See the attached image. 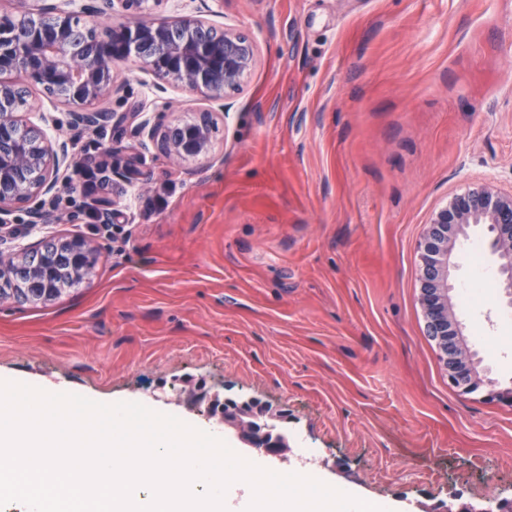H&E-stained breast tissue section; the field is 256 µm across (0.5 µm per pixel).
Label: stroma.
<instances>
[{
  "mask_svg": "<svg viewBox=\"0 0 512 512\" xmlns=\"http://www.w3.org/2000/svg\"><path fill=\"white\" fill-rule=\"evenodd\" d=\"M154 21L197 16L252 40L257 64L227 100L216 161L190 170L144 148L158 113L212 110L132 63L104 104L120 119L74 129L30 90L28 123L67 135L96 173L0 252L82 238L92 281L44 305L0 304V380L100 403L136 401L196 428L177 403L203 385L288 411L280 472L385 512L512 497V403L448 382L418 302V241L451 197L512 188V0H145ZM119 145L133 172H98ZM475 228L453 274L457 317L482 374L512 390V305Z\"/></svg>",
  "mask_w": 512,
  "mask_h": 512,
  "instance_id": "obj_1",
  "label": "stroma"
}]
</instances>
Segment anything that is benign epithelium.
Returning a JSON list of instances; mask_svg holds the SVG:
<instances>
[{
	"label": "benign epithelium",
	"instance_id": "obj_1",
	"mask_svg": "<svg viewBox=\"0 0 512 512\" xmlns=\"http://www.w3.org/2000/svg\"><path fill=\"white\" fill-rule=\"evenodd\" d=\"M142 0H108L120 4L127 21L97 39L75 26L57 4H43L40 25L29 28L17 19L0 14V224L9 223L15 209L36 197L50 196L59 185L61 168L72 161L66 139L52 140L23 125L19 108L34 110L21 94L19 79L49 91L64 90L63 101L72 107V123L98 127L109 118L96 105L119 90L114 70L133 62L137 70L170 80L185 91L200 93L225 111L224 97L238 91L257 63L253 42L232 28L219 32L196 17L172 21L146 20ZM216 121L213 112L194 120L164 115L139 125L147 137L174 165L184 166L211 156ZM483 226L485 244L497 259L501 294L512 303V190L482 185L453 197L430 217L419 243L421 270L420 304L427 318V335L442 345L448 380L466 393L473 385L487 384V398L512 401L509 392L492 389L475 366L473 353L457 338L463 335L456 318L450 278L460 262L457 244L474 226ZM84 281L95 276L98 254L83 240L65 253L51 254ZM53 287L52 268H29L24 288L30 295L48 293ZM206 412L220 415L235 431L245 449L255 448L279 460H288V414H270L251 399L213 400ZM460 512H512V499L494 504L459 507Z\"/></svg>",
	"mask_w": 512,
	"mask_h": 512
}]
</instances>
